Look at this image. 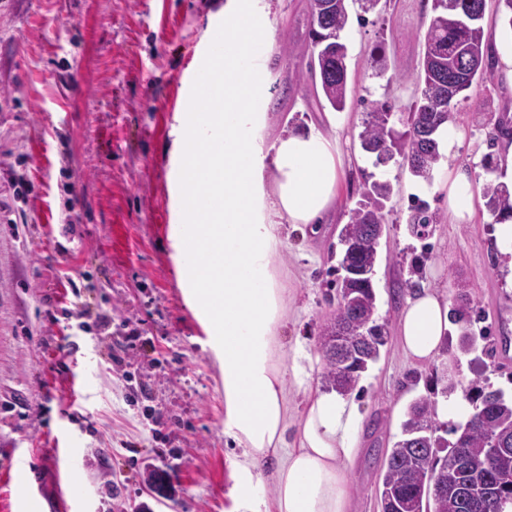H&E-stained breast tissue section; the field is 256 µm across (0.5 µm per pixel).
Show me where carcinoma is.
Listing matches in <instances>:
<instances>
[{"label":"carcinoma","mask_w":512,"mask_h":512,"mask_svg":"<svg viewBox=\"0 0 512 512\" xmlns=\"http://www.w3.org/2000/svg\"><path fill=\"white\" fill-rule=\"evenodd\" d=\"M348 0H309L311 55L298 81H319L321 92L337 112L346 108L349 48L341 33L349 22ZM486 0H432V15L423 34L425 54L417 77L418 92L408 107L406 130L394 128L392 108L376 107L367 114L359 134L364 152L385 164L400 156L413 175L431 181L442 155L436 132L453 119L455 102L476 80L493 68L485 32ZM512 138V121L499 118L489 132V146ZM392 192L387 181L365 184L362 199L349 211V222L339 234L342 252L336 271L338 303L321 326L320 352L323 382L346 395L362 373L376 363L385 343L378 339L377 296L373 272L386 215L381 200ZM484 207L495 223L512 219V190L488 180L482 188ZM433 222L429 205L416 197L408 229L426 239L421 227ZM451 321L462 324L460 350L468 352L475 339L468 332L472 318L455 308ZM443 391L462 394L483 418L450 429L454 440L437 434L432 418L436 401L416 397L408 406L399 439L383 464L379 493L385 512H503L512 502V467L504 468L500 452L512 456V400L500 390L465 387L450 381Z\"/></svg>","instance_id":"obj_1"}]
</instances>
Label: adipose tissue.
I'll list each match as a JSON object with an SVG mask.
<instances>
[{
  "mask_svg": "<svg viewBox=\"0 0 512 512\" xmlns=\"http://www.w3.org/2000/svg\"><path fill=\"white\" fill-rule=\"evenodd\" d=\"M217 49L203 63V112H181L170 134L178 160L182 283L222 359L224 434L241 454L231 472L242 512H350L348 465L358 445V404L287 368L281 334L288 293L279 260L284 225L318 229L333 208L343 156L336 136L311 127L265 141L269 71L262 0H227ZM477 169L449 164L437 183L455 223L469 221ZM448 296L425 288L400 312V346L415 362L438 356ZM303 394L293 410L291 390ZM272 497L254 499L263 484Z\"/></svg>",
  "mask_w": 512,
  "mask_h": 512,
  "instance_id": "adipose-tissue-1",
  "label": "adipose tissue"
}]
</instances>
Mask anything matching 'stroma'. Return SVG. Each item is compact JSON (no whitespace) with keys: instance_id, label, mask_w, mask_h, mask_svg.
Listing matches in <instances>:
<instances>
[{"instance_id":"1","label":"stroma","mask_w":512,"mask_h":512,"mask_svg":"<svg viewBox=\"0 0 512 512\" xmlns=\"http://www.w3.org/2000/svg\"><path fill=\"white\" fill-rule=\"evenodd\" d=\"M225 2L0 0V512L18 496L17 467L50 497L71 454L77 512L143 503L152 512H232L220 364L181 288L169 135ZM268 4L271 128L338 127L345 160L322 232L284 230L285 334L313 360L336 308L339 230L364 182L393 186L374 275L388 343L355 388L362 450L348 467L354 512H381L385 454L412 399L451 378L512 393V280L483 204L470 223H454L445 196L419 185L401 158L379 165L360 147L367 112L398 111L414 97L432 0H385L367 13L351 5L343 38L352 97L337 115L297 81L308 62V0ZM506 107L512 76L497 67L454 108L464 134L457 163L482 166L490 123ZM415 197L436 216L424 241L407 230ZM418 259L424 287L445 289L452 303L467 292L481 315L473 331L501 356L462 354L455 328L431 363L402 354L400 286ZM152 470L168 492L151 490Z\"/></svg>"}]
</instances>
